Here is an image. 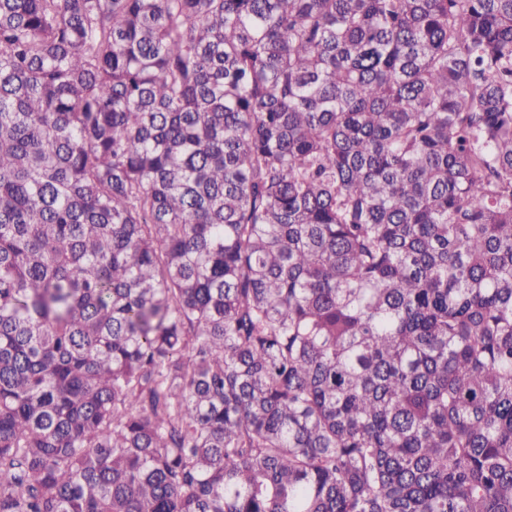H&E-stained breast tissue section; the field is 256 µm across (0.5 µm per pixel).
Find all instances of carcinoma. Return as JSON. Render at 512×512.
Instances as JSON below:
<instances>
[{
    "instance_id": "1",
    "label": "carcinoma",
    "mask_w": 512,
    "mask_h": 512,
    "mask_svg": "<svg viewBox=\"0 0 512 512\" xmlns=\"http://www.w3.org/2000/svg\"><path fill=\"white\" fill-rule=\"evenodd\" d=\"M0 512H512V0H0Z\"/></svg>"
}]
</instances>
